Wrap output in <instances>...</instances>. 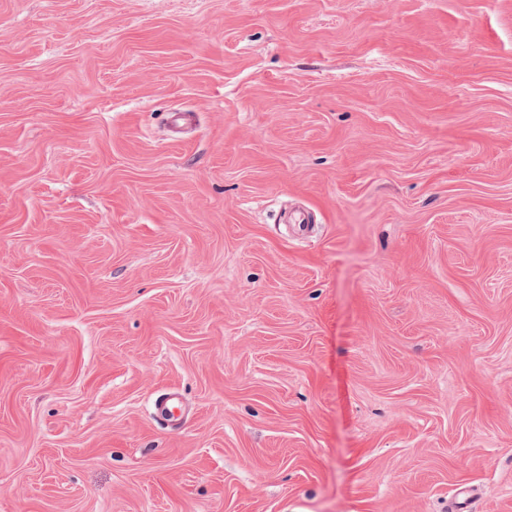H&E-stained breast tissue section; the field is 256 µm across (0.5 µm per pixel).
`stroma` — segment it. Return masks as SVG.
Segmentation results:
<instances>
[{
	"instance_id": "stroma-1",
	"label": "stroma",
	"mask_w": 512,
	"mask_h": 512,
	"mask_svg": "<svg viewBox=\"0 0 512 512\" xmlns=\"http://www.w3.org/2000/svg\"><path fill=\"white\" fill-rule=\"evenodd\" d=\"M457 502L512 512V0H0V512Z\"/></svg>"
}]
</instances>
